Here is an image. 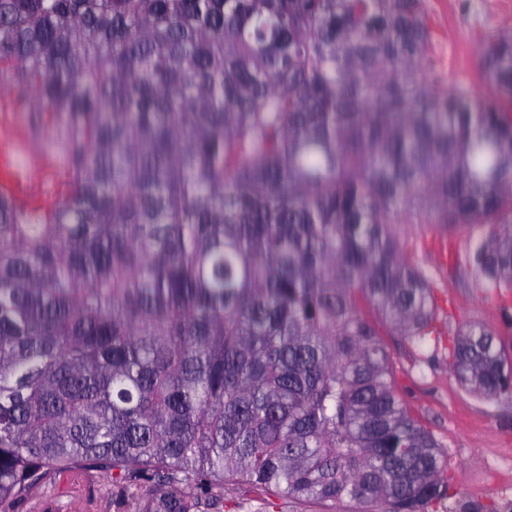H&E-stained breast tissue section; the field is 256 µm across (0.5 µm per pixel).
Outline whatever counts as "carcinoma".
I'll return each instance as SVG.
<instances>
[{
  "label": "carcinoma",
  "mask_w": 512,
  "mask_h": 512,
  "mask_svg": "<svg viewBox=\"0 0 512 512\" xmlns=\"http://www.w3.org/2000/svg\"><path fill=\"white\" fill-rule=\"evenodd\" d=\"M426 0H0V79L71 191L0 197V506L52 472L199 512L224 480L422 512L447 457L391 382L378 317L435 333L416 224L482 227L466 264L512 292V30L448 86ZM450 368L512 394L478 325Z\"/></svg>",
  "instance_id": "1"
}]
</instances>
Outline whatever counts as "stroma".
I'll return each instance as SVG.
<instances>
[{"mask_svg": "<svg viewBox=\"0 0 512 512\" xmlns=\"http://www.w3.org/2000/svg\"><path fill=\"white\" fill-rule=\"evenodd\" d=\"M476 0H428L436 45L453 43L461 67L477 68L480 51L496 27L476 22ZM437 230L419 225L406 250L437 278L439 333L423 345L408 343L378 321L368 304L360 310L374 320L377 339L390 360L393 386L409 416L427 430L448 455L449 496L426 505L425 512H459L468 502L488 512H512V395L489 400L463 386L449 368L448 330L479 324L512 344V307L485 295L468 266L439 269L432 243ZM135 499L112 481L110 471L85 469L75 478L48 475L12 500L10 512H134ZM369 503L351 500L286 499L241 481L224 484L220 512H372Z\"/></svg>", "mask_w": 512, "mask_h": 512, "instance_id": "stroma-1", "label": "stroma"}]
</instances>
